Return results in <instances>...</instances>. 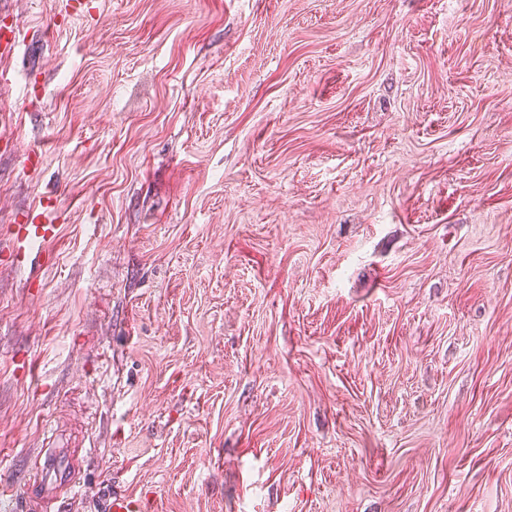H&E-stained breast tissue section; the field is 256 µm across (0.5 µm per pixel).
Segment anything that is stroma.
Returning a JSON list of instances; mask_svg holds the SVG:
<instances>
[{
  "label": "stroma",
  "mask_w": 512,
  "mask_h": 512,
  "mask_svg": "<svg viewBox=\"0 0 512 512\" xmlns=\"http://www.w3.org/2000/svg\"><path fill=\"white\" fill-rule=\"evenodd\" d=\"M0 12V479L57 448L95 495L42 512H512V0ZM37 222L31 224H15L13 237L16 244L14 257L17 261L25 253L26 249L34 244L46 245L54 242L58 237L59 224H54V219L47 210L39 213Z\"/></svg>",
  "instance_id": "35a3bbf8"
}]
</instances>
